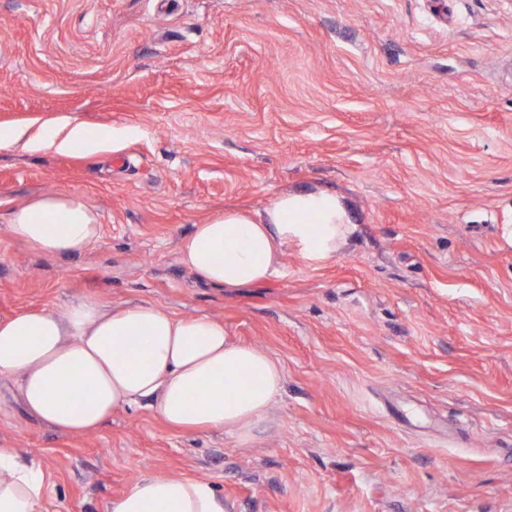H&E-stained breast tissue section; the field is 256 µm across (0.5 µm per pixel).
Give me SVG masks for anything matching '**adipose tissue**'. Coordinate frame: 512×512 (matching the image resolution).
Listing matches in <instances>:
<instances>
[{"mask_svg":"<svg viewBox=\"0 0 512 512\" xmlns=\"http://www.w3.org/2000/svg\"><path fill=\"white\" fill-rule=\"evenodd\" d=\"M95 155L112 131L50 120L35 135L0 129V147ZM11 236L44 255L83 251L100 236L98 216L76 194H44L13 209ZM356 226L345 202L326 190L279 195L259 213L227 210L179 244L180 261L217 288L262 283L295 250L311 267L336 257ZM18 375L23 403L39 422L66 434L97 429L112 412L152 402L169 425L247 435L278 396L282 369L265 352L233 343L223 321L179 317L155 304L107 307L84 299L63 313L46 308L0 320V375ZM46 477L32 459L0 450V512H43ZM111 512H227L204 480L141 477Z\"/></svg>","mask_w":512,"mask_h":512,"instance_id":"adipose-tissue-1","label":"adipose tissue"}]
</instances>
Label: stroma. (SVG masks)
<instances>
[{"mask_svg":"<svg viewBox=\"0 0 512 512\" xmlns=\"http://www.w3.org/2000/svg\"><path fill=\"white\" fill-rule=\"evenodd\" d=\"M112 130L97 155L0 148V319L91 298L208 315L283 371L237 437L151 402L58 432L0 376V448L45 512H110L148 474L228 512H512V13L499 0H0V128ZM336 191L349 243L218 289L180 262L195 225ZM74 193L99 239L64 256L9 212Z\"/></svg>","mask_w":512,"mask_h":512,"instance_id":"1","label":"stroma"}]
</instances>
